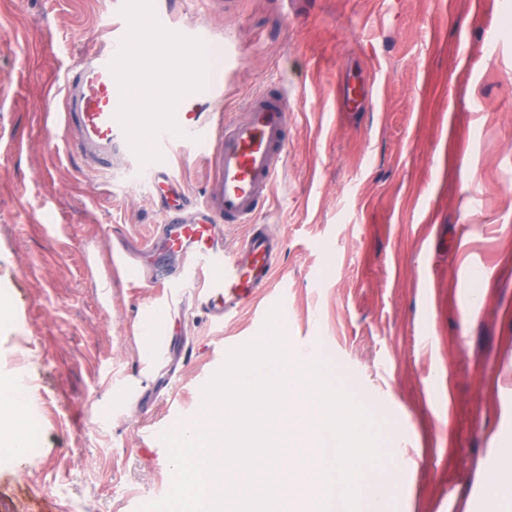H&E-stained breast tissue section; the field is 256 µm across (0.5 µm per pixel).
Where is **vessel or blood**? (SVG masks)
Listing matches in <instances>:
<instances>
[{"instance_id": "1", "label": "vessel or blood", "mask_w": 512, "mask_h": 512, "mask_svg": "<svg viewBox=\"0 0 512 512\" xmlns=\"http://www.w3.org/2000/svg\"><path fill=\"white\" fill-rule=\"evenodd\" d=\"M122 38V33L113 32L107 44L82 52L64 80L67 147L90 173L110 171L127 146L114 117L120 93L109 68ZM209 97L213 111L190 112L182 107L176 119L208 163L210 177L198 203L181 205L162 198V219L154 227L144 282L150 288L201 285L206 313L221 323L257 289L272 283L277 244L254 217L277 183L286 102L259 93L247 101L245 117L228 116L222 107L224 85L216 76L210 80ZM228 219L249 227L232 250L222 243L223 223ZM169 254L179 256L181 266L159 267L158 258Z\"/></svg>"}]
</instances>
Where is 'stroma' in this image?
I'll return each instance as SVG.
<instances>
[{"instance_id":"stroma-1","label":"stroma","mask_w":512,"mask_h":512,"mask_svg":"<svg viewBox=\"0 0 512 512\" xmlns=\"http://www.w3.org/2000/svg\"><path fill=\"white\" fill-rule=\"evenodd\" d=\"M199 22L225 113L288 99L274 282L224 324L192 286L141 287L130 256L160 200L133 152L85 175L60 126L81 48L121 0H0V385L23 384L41 449L0 452V512H142L170 490L162 433L194 421L227 352L282 306L289 342L397 449L394 512H501L512 437V0H157ZM186 196L210 171L176 142ZM482 304H475L476 288ZM167 313L160 352L139 332ZM477 308L466 319L469 308Z\"/></svg>"}]
</instances>
